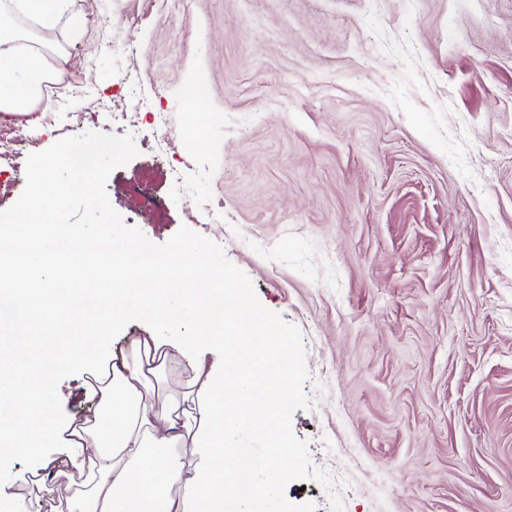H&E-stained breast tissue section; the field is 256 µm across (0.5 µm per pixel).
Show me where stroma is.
Returning a JSON list of instances; mask_svg holds the SVG:
<instances>
[{"label": "stroma", "mask_w": 512, "mask_h": 512, "mask_svg": "<svg viewBox=\"0 0 512 512\" xmlns=\"http://www.w3.org/2000/svg\"><path fill=\"white\" fill-rule=\"evenodd\" d=\"M69 64L8 136L0 210L27 154L86 131L139 151L106 182L152 242L180 226L217 242L260 303L303 338L310 407L292 429L344 512H512V0H72ZM205 89L192 111L186 84ZM137 88V132L114 102ZM220 114L204 143L191 129ZM223 212L204 223L199 205ZM133 309L61 369L59 424L148 328ZM52 443L0 462V494L66 512L74 475ZM55 475L30 496L36 460Z\"/></svg>", "instance_id": "1"}]
</instances>
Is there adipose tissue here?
<instances>
[{
  "label": "adipose tissue",
  "mask_w": 512,
  "mask_h": 512,
  "mask_svg": "<svg viewBox=\"0 0 512 512\" xmlns=\"http://www.w3.org/2000/svg\"><path fill=\"white\" fill-rule=\"evenodd\" d=\"M69 12L70 0H0V111L31 109L50 72L67 63L50 35L62 19L78 25ZM24 19L37 35L21 27ZM56 166L72 169L69 185L56 181ZM53 167L37 174L32 198L0 226V458L63 439L66 464L80 478L66 498L69 512H240L245 501L255 512H273L272 492L292 479V470L280 466L267 482L254 481L227 436L230 427L245 425L275 455L290 453L287 425L272 422L293 386L288 337L250 305L221 262H193L194 247L180 245L166 256L137 244L115 251L111 236L90 243L61 228L55 216L67 192H92V156L70 142ZM63 237L79 260L73 274L61 272L54 253ZM191 272L212 294L209 308L191 309L201 323L193 348L147 331L134 344L133 363L113 365L108 384L84 388L95 420L61 432L50 398L53 370L82 359L92 337H104L131 308L167 320L175 307L170 284ZM183 357L194 380L177 404L157 405L152 378ZM238 385L245 389L239 406L225 409V393ZM179 443L197 459L188 477L182 461L166 454ZM179 482L184 492L176 497L171 488Z\"/></svg>",
  "instance_id": "1"
}]
</instances>
